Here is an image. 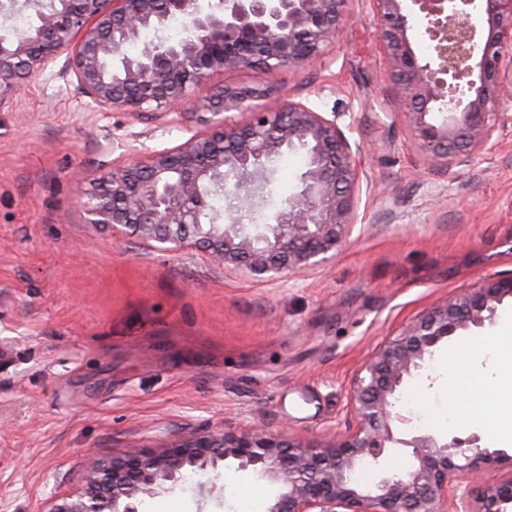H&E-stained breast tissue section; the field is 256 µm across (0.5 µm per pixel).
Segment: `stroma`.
Returning a JSON list of instances; mask_svg holds the SVG:
<instances>
[{
  "mask_svg": "<svg viewBox=\"0 0 512 512\" xmlns=\"http://www.w3.org/2000/svg\"><path fill=\"white\" fill-rule=\"evenodd\" d=\"M328 66L228 71L202 88L268 86L335 113L361 148L359 221L321 267L255 283L191 250L88 223L78 181L132 153L175 147L203 125L106 111L49 71L0 105V512H38L82 487L90 457L160 448L225 427L287 426L323 444L355 424L351 382L373 351L448 295L512 274V124L468 162L430 165L375 50L370 0ZM277 166L267 212L296 189L305 154ZM442 344L397 403L402 433L478 434L512 454L462 402L491 375L502 318ZM457 401H449V391ZM272 489L221 468L145 498L142 512H236Z\"/></svg>",
  "mask_w": 512,
  "mask_h": 512,
  "instance_id": "1",
  "label": "stroma"
}]
</instances>
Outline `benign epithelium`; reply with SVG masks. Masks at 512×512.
I'll return each instance as SVG.
<instances>
[{"instance_id":"obj_1","label":"benign epithelium","mask_w":512,"mask_h":512,"mask_svg":"<svg viewBox=\"0 0 512 512\" xmlns=\"http://www.w3.org/2000/svg\"><path fill=\"white\" fill-rule=\"evenodd\" d=\"M377 49L387 62L413 136L431 161L447 166L495 149L512 122V0H372ZM349 0H3L0 11H29L34 24L0 38V103L54 64L74 74L99 107L172 111L192 104L208 129L167 150L138 153L93 181L78 199L90 224L112 226L172 249L190 248L256 282L326 262L358 219L359 146L336 119L268 90L227 88L202 96L224 70L273 72L319 61L349 18ZM172 14L187 19L183 44H146L136 57L125 43ZM436 41L438 67L421 60L408 31ZM450 80L443 79V76ZM239 110L234 122L226 112ZM307 156L297 192L269 224L244 213L264 205L277 157ZM224 193V213L203 223L200 207ZM512 299V275L484 278L451 295L385 340L356 375L350 395L355 425L318 446L282 429L228 428L192 434L159 450L125 448L92 460L83 486L54 496L40 512H141L146 496L177 487L189 472L248 471L271 484L267 512H507L512 475L463 486L478 464H512V455L480 446L474 434L396 436L404 381L441 342L494 321ZM371 469L365 482L356 472Z\"/></svg>"}]
</instances>
